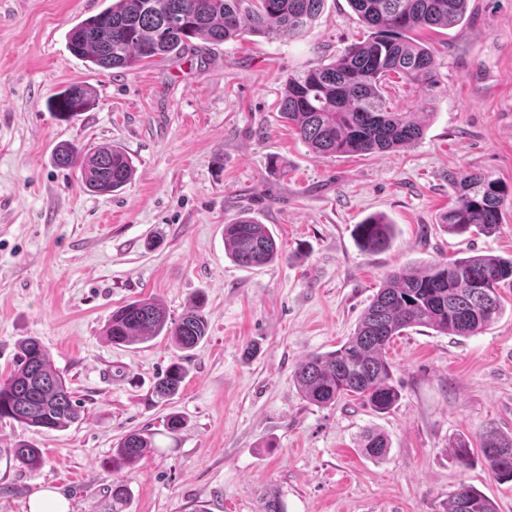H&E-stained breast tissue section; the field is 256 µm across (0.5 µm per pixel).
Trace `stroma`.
Wrapping results in <instances>:
<instances>
[{
    "label": "stroma",
    "instance_id": "obj_1",
    "mask_svg": "<svg viewBox=\"0 0 512 512\" xmlns=\"http://www.w3.org/2000/svg\"><path fill=\"white\" fill-rule=\"evenodd\" d=\"M105 6L0 0V377L19 342L37 338L81 406L63 431L0 421V512H29L44 489L70 512H97L115 483L129 490L122 512H258L269 495L285 512H445L462 484L512 512V481L496 480L480 451L486 429L512 436V286L477 335L417 327L391 341L401 399L390 411L350 397L313 405L293 379L351 335L386 272L512 258V207L489 237L437 222L455 200L449 172L487 171L512 191V0H470L463 25L418 33L442 74L421 141L335 158L309 152L278 105L288 76L361 38L347 0H326L298 39L196 40L119 76L66 48V32ZM75 83L95 102L57 119L47 102ZM62 143L120 145L137 173L119 193L89 192L79 171L54 165ZM376 212L395 238L370 253L355 226ZM242 213L272 229L280 259L247 268L226 255L224 226ZM199 295L209 328L192 351L105 339L120 306L153 297L176 319ZM177 357L187 376L160 402L157 378ZM172 414L186 421L176 432ZM369 428L389 440L383 459L361 452ZM133 430L153 449L111 470ZM460 437L466 467L452 457ZM21 441L41 448L38 468L14 461Z\"/></svg>",
    "mask_w": 512,
    "mask_h": 512
}]
</instances>
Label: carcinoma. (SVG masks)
Instances as JSON below:
<instances>
[{"label":"carcinoma","instance_id":"1","mask_svg":"<svg viewBox=\"0 0 512 512\" xmlns=\"http://www.w3.org/2000/svg\"><path fill=\"white\" fill-rule=\"evenodd\" d=\"M325 0H113L98 14L74 25L66 35L68 51L88 67L129 71L146 59L168 57L194 39L223 43L252 36L275 40L300 37L321 15ZM367 37L341 55L288 77L279 106L282 121L315 155H368L404 149L423 138L425 113L396 112L387 105L386 85L393 76L407 80L419 96L431 98L441 84L432 48L413 38L421 29L455 27L468 0H348ZM92 89L73 84L48 102L58 118L69 120L88 109ZM52 160L80 171L85 188L96 194L124 189L135 176L132 158L118 145L85 152L61 144ZM448 184L456 199L440 217L448 232L489 234L498 224L508 192L489 173L452 172ZM362 247L385 249L393 224L372 217L357 225ZM224 248L240 266L260 268L280 257L271 229L242 214L224 225ZM512 285V259L476 254L426 267L388 272L352 336L340 348L308 357L296 367L304 398L328 406L355 397L383 412L399 400L389 342L409 328L424 327L450 336H473L502 312L498 289ZM208 333L204 302L196 299L176 322L168 321L157 299L130 302L112 312L106 336L115 346L170 339L182 352L201 344ZM14 369L0 379V420L16 421L35 432L63 431L79 418L65 378L50 364L35 338L18 345ZM186 377L182 361L172 362L156 384L162 399L176 395ZM481 452L492 476L512 480V437L489 429L481 433ZM154 447L139 432L120 439L112 469L132 468ZM364 455L387 454L385 435L367 431ZM14 458L37 467L42 451L24 442ZM447 512H498L494 501L461 484L448 496Z\"/></svg>","mask_w":512,"mask_h":512}]
</instances>
